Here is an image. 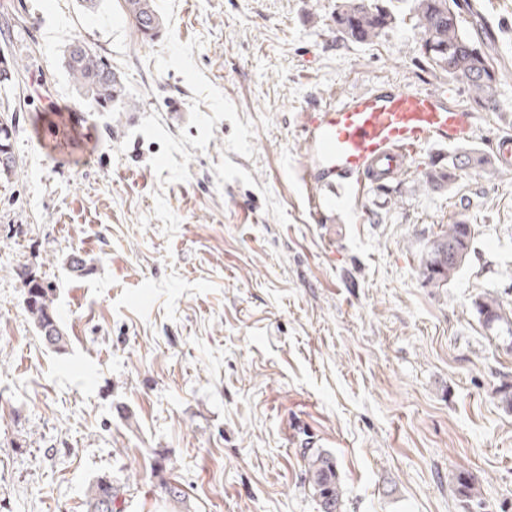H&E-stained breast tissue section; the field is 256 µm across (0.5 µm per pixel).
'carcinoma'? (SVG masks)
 Listing matches in <instances>:
<instances>
[{"mask_svg": "<svg viewBox=\"0 0 512 512\" xmlns=\"http://www.w3.org/2000/svg\"><path fill=\"white\" fill-rule=\"evenodd\" d=\"M410 14L419 34V51L423 60L434 70L462 83L481 108L494 111L498 107L497 90L506 66L494 65L490 53V31L475 18L471 0H410ZM126 13L143 22L140 34L151 39L164 26L154 0H124ZM332 20L341 37L355 44H369L396 23L395 13L379 0H336ZM67 69L82 95L99 108L109 112H124L128 102L120 75L112 70L104 57L80 40L67 45L64 54ZM482 170L492 167L491 160L474 149H459L448 156V166L426 173L425 185L432 191L451 186L461 166ZM472 242L471 224L459 217L442 231L425 250L421 270L425 281L441 288L455 277L467 262ZM453 245L460 253L455 260H439L440 247ZM24 310L41 339L56 351L67 349L69 340L62 327H53L56 318L55 294L51 285L32 278L23 279ZM483 326L509 339L512 343V311L504 309L500 300L486 294L473 302ZM54 329L52 336L46 331ZM313 495L322 512H338L343 487L336 472V461L316 450L305 457ZM458 493L469 504L481 505L478 490L462 475L457 477ZM85 506L87 512H123L117 505V491L112 479L99 476L89 486Z\"/></svg>", "mask_w": 512, "mask_h": 512, "instance_id": "cac0c4a2", "label": "carcinoma"}]
</instances>
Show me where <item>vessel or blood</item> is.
I'll list each match as a JSON object with an SVG mask.
<instances>
[{"label":"vessel or blood","mask_w":512,"mask_h":512,"mask_svg":"<svg viewBox=\"0 0 512 512\" xmlns=\"http://www.w3.org/2000/svg\"><path fill=\"white\" fill-rule=\"evenodd\" d=\"M301 131L313 166L305 179L324 184L350 179L363 193L382 172L379 188L428 145L457 144L477 135L476 115L448 93L382 82L368 91L305 113Z\"/></svg>","instance_id":"1"}]
</instances>
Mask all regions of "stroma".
<instances>
[{
	"label": "stroma",
	"instance_id": "obj_1",
	"mask_svg": "<svg viewBox=\"0 0 512 512\" xmlns=\"http://www.w3.org/2000/svg\"><path fill=\"white\" fill-rule=\"evenodd\" d=\"M336 0H155L147 40L123 0H0V87L18 166L0 176V512H86L112 477L125 512H321L306 449L336 460L340 512H512V171L433 193L428 146L354 196L304 177L301 121L380 82L452 93L402 0L373 43L342 41ZM509 73L471 146L512 131V0H475ZM122 78L125 112L81 100L72 39ZM76 109L82 122L69 119ZM472 254L446 287L420 261L456 217ZM56 289L66 352L24 310ZM179 487L176 501L165 482ZM473 306L483 326L498 335H503L512 343V311L508 313L500 300L491 294L478 297Z\"/></svg>",
	"mask_w": 512,
	"mask_h": 512
}]
</instances>
